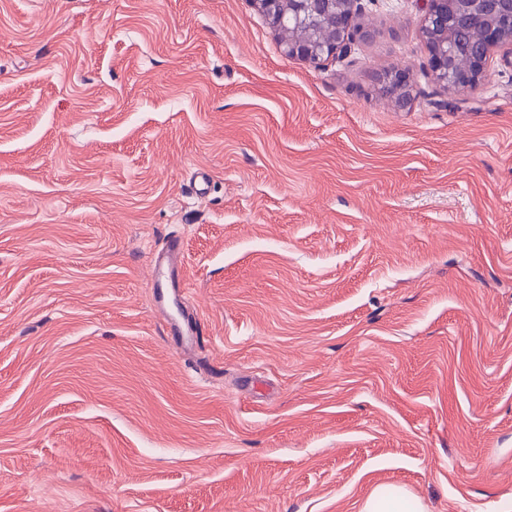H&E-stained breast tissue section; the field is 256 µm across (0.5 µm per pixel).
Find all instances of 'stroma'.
<instances>
[{
  "label": "stroma",
  "instance_id": "35a3bbf8",
  "mask_svg": "<svg viewBox=\"0 0 512 512\" xmlns=\"http://www.w3.org/2000/svg\"><path fill=\"white\" fill-rule=\"evenodd\" d=\"M420 19L0 0V512H512V65ZM263 13L270 27L276 32L286 56L298 58L314 65H320L329 57L348 50L353 41V19L358 10V0H290L288 17L296 24L315 28L324 18L333 16L339 18L334 32L332 18L324 20L320 34L333 36L328 40L293 39L284 36V19L286 11L283 0H254ZM380 82L383 92L394 96L395 103L399 106H405L411 95L407 69H398L388 73L382 77ZM360 512H425L422 503L404 488L374 489L364 500Z\"/></svg>",
  "mask_w": 512,
  "mask_h": 512
}]
</instances>
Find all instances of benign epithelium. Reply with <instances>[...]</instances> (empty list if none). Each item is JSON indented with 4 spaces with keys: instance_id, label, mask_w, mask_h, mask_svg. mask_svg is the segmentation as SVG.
Masks as SVG:
<instances>
[{
    "instance_id": "obj_1",
    "label": "benign epithelium",
    "mask_w": 512,
    "mask_h": 512,
    "mask_svg": "<svg viewBox=\"0 0 512 512\" xmlns=\"http://www.w3.org/2000/svg\"><path fill=\"white\" fill-rule=\"evenodd\" d=\"M422 2V34L431 33L441 38L438 48L428 51L431 76L445 89L477 86L485 76L490 50L506 49L504 58L512 57V37H504L502 28L512 29V0H420ZM270 27L276 32L286 56L320 65L328 58L345 52L353 41V19L358 10V0H288L290 7L283 8V0H255ZM489 21L484 33L489 51L478 49L470 56L469 65L461 69L456 65L455 49L448 42V28L464 26L471 22L474 13ZM296 24L315 28L330 16L339 18L336 31L328 40L293 39L284 36L285 16ZM383 92L395 97L403 106L410 99L411 86L408 70L398 69L381 79Z\"/></svg>"
}]
</instances>
